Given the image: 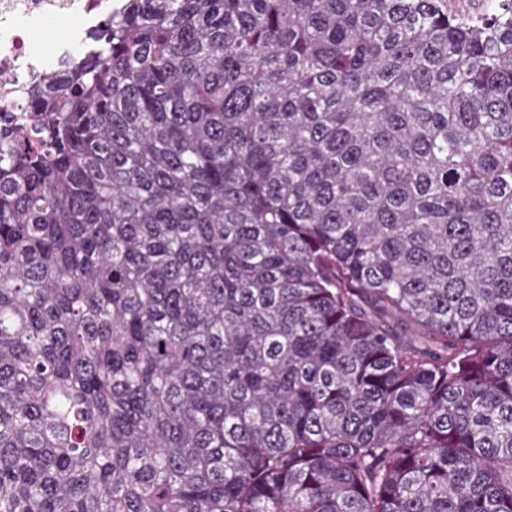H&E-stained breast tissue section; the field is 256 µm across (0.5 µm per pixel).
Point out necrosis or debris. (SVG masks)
<instances>
[{"label":"necrosis or debris","mask_w":512,"mask_h":512,"mask_svg":"<svg viewBox=\"0 0 512 512\" xmlns=\"http://www.w3.org/2000/svg\"><path fill=\"white\" fill-rule=\"evenodd\" d=\"M120 0H0V130L23 120L25 88L61 70L78 56L90 34L105 23ZM64 22L67 33L49 48H37L34 37Z\"/></svg>","instance_id":"necrosis-or-debris-1"}]
</instances>
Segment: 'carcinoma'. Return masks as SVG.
I'll return each mask as SVG.
<instances>
[{"mask_svg": "<svg viewBox=\"0 0 512 512\" xmlns=\"http://www.w3.org/2000/svg\"><path fill=\"white\" fill-rule=\"evenodd\" d=\"M0 134V512H512V0H124ZM448 12L459 17L479 21L487 13V2L484 0H447Z\"/></svg>", "mask_w": 512, "mask_h": 512, "instance_id": "1", "label": "carcinoma"}]
</instances>
